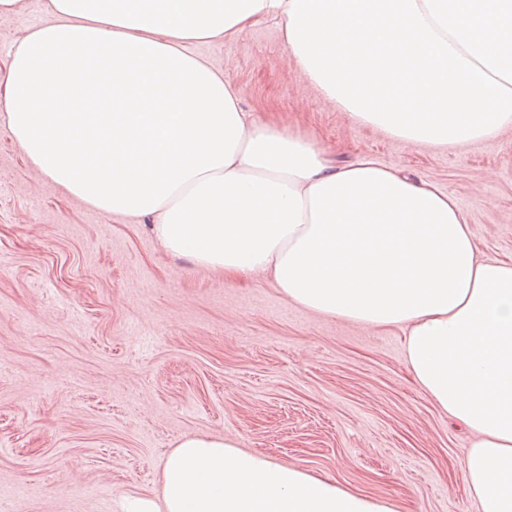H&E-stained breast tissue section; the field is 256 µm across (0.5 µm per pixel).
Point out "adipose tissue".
<instances>
[{"label":"adipose tissue","mask_w":512,"mask_h":512,"mask_svg":"<svg viewBox=\"0 0 512 512\" xmlns=\"http://www.w3.org/2000/svg\"><path fill=\"white\" fill-rule=\"evenodd\" d=\"M11 56L0 124L40 175L147 218L165 251L321 316L401 329L419 389L472 436L477 512H512V260L457 198L260 122L190 44L279 20L309 93L415 147L512 128V0H50ZM124 512H399L387 498L189 436Z\"/></svg>","instance_id":"obj_1"}]
</instances>
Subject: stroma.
I'll return each mask as SVG.
<instances>
[{
    "instance_id": "35a3bbf8",
    "label": "stroma",
    "mask_w": 512,
    "mask_h": 512,
    "mask_svg": "<svg viewBox=\"0 0 512 512\" xmlns=\"http://www.w3.org/2000/svg\"><path fill=\"white\" fill-rule=\"evenodd\" d=\"M46 3L0 17V75ZM191 50L258 121L453 193L482 255L512 260V130L417 148L356 124L303 95L273 18ZM403 344L167 253L145 222L40 176L0 127V512H120L118 491L158 493L165 453L202 434L400 512H476L458 469L469 435L414 384Z\"/></svg>"
}]
</instances>
